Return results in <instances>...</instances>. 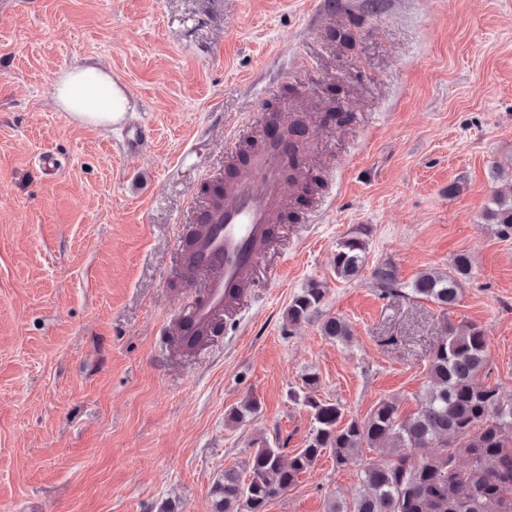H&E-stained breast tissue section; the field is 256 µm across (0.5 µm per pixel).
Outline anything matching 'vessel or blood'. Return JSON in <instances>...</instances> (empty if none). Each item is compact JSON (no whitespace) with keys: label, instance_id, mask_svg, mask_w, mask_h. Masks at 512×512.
<instances>
[{"label":"vessel or blood","instance_id":"obj_1","mask_svg":"<svg viewBox=\"0 0 512 512\" xmlns=\"http://www.w3.org/2000/svg\"><path fill=\"white\" fill-rule=\"evenodd\" d=\"M288 163L282 147L250 152L226 178L223 199L195 213L194 243L177 258L182 277L195 290L174 327L182 345H199L201 333L213 330L225 309L252 287L272 240L271 226L292 190L285 178Z\"/></svg>","mask_w":512,"mask_h":512}]
</instances>
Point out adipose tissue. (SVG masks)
Returning a JSON list of instances; mask_svg holds the SVG:
<instances>
[{
  "mask_svg": "<svg viewBox=\"0 0 512 512\" xmlns=\"http://www.w3.org/2000/svg\"><path fill=\"white\" fill-rule=\"evenodd\" d=\"M54 95L62 110L87 125H112L128 109L123 90L106 71L92 64L60 71L54 83Z\"/></svg>",
  "mask_w": 512,
  "mask_h": 512,
  "instance_id": "obj_1",
  "label": "adipose tissue"
}]
</instances>
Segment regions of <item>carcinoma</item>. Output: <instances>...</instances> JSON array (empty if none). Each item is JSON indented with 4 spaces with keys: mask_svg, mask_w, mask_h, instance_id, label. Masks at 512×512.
<instances>
[{
    "mask_svg": "<svg viewBox=\"0 0 512 512\" xmlns=\"http://www.w3.org/2000/svg\"><path fill=\"white\" fill-rule=\"evenodd\" d=\"M486 220L502 239L512 237V191L493 194ZM368 229L343 237L336 247V277L352 279L363 265ZM469 254L459 253L448 273L424 272L413 294L446 310L459 299L463 282L472 277ZM381 292L394 291L391 268L375 271ZM325 293L312 285L288 304L290 327L311 318ZM322 335L336 341L350 336L348 323L328 317ZM488 360L485 333L474 322H448L445 336L432 353L430 385L419 398L418 410L400 418L391 401L379 402L365 420L345 417L344 407L315 397L317 374L301 377L291 392L312 410L313 428L305 447L290 456L261 441L245 465L224 469L216 483L215 512H265L274 500L296 485L324 453L336 467H357L359 493L348 504L330 499L327 512H512V390L486 383L482 375ZM260 404L246 399L232 408L228 421L239 424L256 416ZM387 450L385 459H363L365 449Z\"/></svg>",
    "mask_w": 512,
    "mask_h": 512,
    "instance_id": "cac0c4a2",
    "label": "carcinoma"
}]
</instances>
